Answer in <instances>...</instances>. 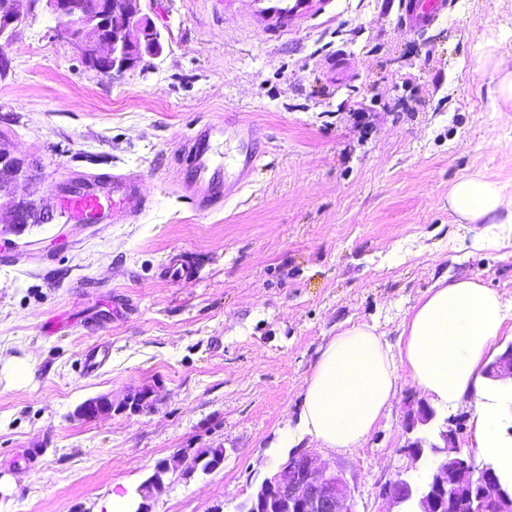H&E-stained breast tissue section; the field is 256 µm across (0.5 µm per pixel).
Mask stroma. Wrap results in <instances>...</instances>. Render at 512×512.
I'll return each instance as SVG.
<instances>
[{"mask_svg": "<svg viewBox=\"0 0 512 512\" xmlns=\"http://www.w3.org/2000/svg\"><path fill=\"white\" fill-rule=\"evenodd\" d=\"M165 49L117 79L97 76L54 32L43 0L27 10L0 76V146L36 163L53 220L0 247V512H99L135 493L162 461L203 448L224 462L171 473L149 512H240L298 431L305 381L343 329L375 326L392 354L402 323L440 278H478L512 295V232L477 242L448 192L482 172L512 184V101L489 97L478 68L491 42L512 62V0H449L435 25L400 24L401 0H335L332 14L275 38L246 0H143ZM348 70L337 78L334 65ZM246 122L265 143L240 189L208 211L176 186L196 121ZM137 176L132 224H75L70 185ZM110 360L81 375L78 355ZM389 410L361 447L318 450L345 477L357 512H389L382 485L416 477L401 454L405 363ZM150 387L154 409L92 421L84 400ZM459 445L476 464L471 400ZM111 353V346L106 342L90 346L81 354L79 368L84 374H91L109 361Z\"/></svg>", "mask_w": 512, "mask_h": 512, "instance_id": "35a3bbf8", "label": "stroma"}]
</instances>
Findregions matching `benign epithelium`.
<instances>
[{
    "mask_svg": "<svg viewBox=\"0 0 512 512\" xmlns=\"http://www.w3.org/2000/svg\"><path fill=\"white\" fill-rule=\"evenodd\" d=\"M23 0H0V46L6 47L22 24ZM55 29L78 52L85 66L103 77L116 78L145 61L134 47H145L154 60L162 56L164 44L160 31L144 13L142 0H95L88 10L84 0H45ZM112 16L124 19L120 28L109 27ZM35 182L33 166L0 148V195L12 192L18 182ZM51 217L34 200L15 201L9 215H0V238L20 235L31 224H46ZM486 378L512 384V343L490 362ZM157 394L152 389L128 391L88 398L73 416L93 420L112 413L136 414L152 409ZM407 432L427 426L436 413L421 401L404 402ZM465 416L450 415L438 427L437 444L424 437L409 439L401 451L418 461L430 450L426 470L418 479L399 477L390 481L380 496L394 505L407 504L412 512H466L472 501L482 504L485 512H512V482L505 480L491 463L480 466L462 452L458 436ZM251 512H356L354 500L343 475L336 466L301 449L292 452L251 495Z\"/></svg>",
    "mask_w": 512,
    "mask_h": 512,
    "instance_id": "benign-epithelium-1",
    "label": "benign epithelium"
}]
</instances>
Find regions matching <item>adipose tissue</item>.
Listing matches in <instances>:
<instances>
[{
	"mask_svg": "<svg viewBox=\"0 0 512 512\" xmlns=\"http://www.w3.org/2000/svg\"><path fill=\"white\" fill-rule=\"evenodd\" d=\"M448 204L462 224L512 225V192L485 175L459 179ZM510 309L512 297L477 279H441L405 318L402 330L414 381L440 405L474 398L480 446L506 471H512V444L492 433L499 412L486 399L490 386L482 368ZM397 379L393 358L374 326L344 329L323 346L306 381L299 423L316 447H359L390 408Z\"/></svg>",
	"mask_w": 512,
	"mask_h": 512,
	"instance_id": "obj_1",
	"label": "adipose tissue"
}]
</instances>
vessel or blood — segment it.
I'll list each match as a JSON object with an SVG mask.
<instances>
[{"mask_svg":"<svg viewBox=\"0 0 512 512\" xmlns=\"http://www.w3.org/2000/svg\"><path fill=\"white\" fill-rule=\"evenodd\" d=\"M311 0H252L251 25L260 31L282 35L295 29L310 9ZM448 0H403L401 20L410 31L431 26L447 9ZM247 139L239 143L232 159H225L220 147L230 131L228 125L206 121L198 123L187 139L186 154L190 159L178 186L196 209L205 211L232 193L255 169L261 146L254 125L239 124ZM63 209L68 218L79 223L112 219L126 224L137 219L146 208L138 194L136 182L126 176L112 178V190L103 194L91 188L76 186L64 197ZM112 349L102 342L90 346L80 356L79 367L90 374L104 366Z\"/></svg>","mask_w":512,"mask_h":512,"instance_id":"b4317fda","label":"vessel or blood"}]
</instances>
